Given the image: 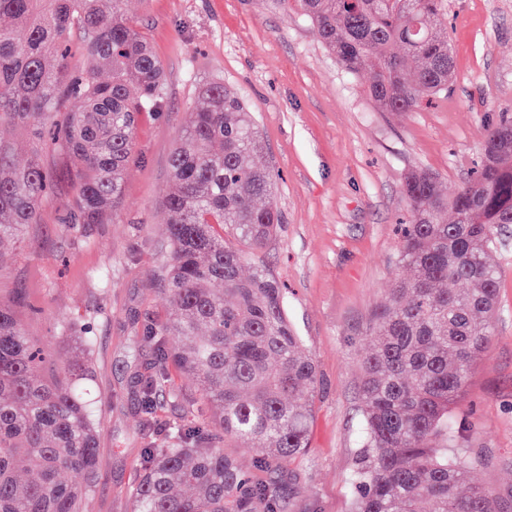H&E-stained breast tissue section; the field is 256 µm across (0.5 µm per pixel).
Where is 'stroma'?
<instances>
[{
  "instance_id": "1",
  "label": "stroma",
  "mask_w": 512,
  "mask_h": 512,
  "mask_svg": "<svg viewBox=\"0 0 512 512\" xmlns=\"http://www.w3.org/2000/svg\"><path fill=\"white\" fill-rule=\"evenodd\" d=\"M446 11L452 84L413 111L388 113L377 111L364 77L337 64L292 2L127 0L126 14L163 64L164 105L139 117L118 223L89 224L77 235L61 223L77 184L48 132L10 134L19 160L40 150L52 187L24 241L0 243V300L23 296L18 323L56 363L74 351L62 321L91 328L99 471L92 480L64 475L88 485V512L134 510L130 487L151 438L141 425L140 381L156 362L145 328L170 314L160 276L169 157L213 80L253 112L264 143L254 162L271 167L277 182L281 227L247 252L245 265L264 266L278 281L317 369L308 448L288 464L285 512H349L361 365L372 315L400 271L404 176L424 169L443 191L455 190L481 160L488 128L512 114V0H448ZM491 259L500 272L493 336L454 412L466 421L461 448L485 459L473 482L512 505V233L501 235ZM169 376L160 415L176 422L200 391L178 368Z\"/></svg>"
}]
</instances>
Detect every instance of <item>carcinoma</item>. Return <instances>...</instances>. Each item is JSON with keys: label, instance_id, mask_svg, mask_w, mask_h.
Wrapping results in <instances>:
<instances>
[{"label": "carcinoma", "instance_id": "obj_1", "mask_svg": "<svg viewBox=\"0 0 512 512\" xmlns=\"http://www.w3.org/2000/svg\"><path fill=\"white\" fill-rule=\"evenodd\" d=\"M325 48L352 76L369 70L379 112H411L448 89L454 56L448 27L431 23L444 0H296ZM122 0H0V131L51 126L52 141L75 170L78 196L65 228L112 224L133 159L137 117L157 111L164 68ZM95 62L67 68L74 39ZM202 106L169 158L168 259L172 318L147 328L161 355L143 383L149 426L169 382L167 362L192 375L200 402L184 421L142 449L132 485L134 512H276L280 475L304 454L317 371L301 350L276 280L256 266L242 274L244 250L277 232L276 179L253 163L262 147L254 118L236 91L206 84ZM52 175L39 151L24 163L0 136V241H21L40 220ZM410 214L400 250L403 274L371 319L363 359L360 449L349 475L352 512H501L496 490L463 491L483 464L458 451L465 425L453 411L472 362L487 347L498 270L490 254L512 223V122L487 133L479 169L451 195L435 174L404 178ZM80 328V352L63 373L45 370L43 350L0 301V512H82L99 464L101 418L93 392L94 340ZM218 425L199 439L203 406ZM264 450L248 470L224 452L226 438ZM25 462L29 478L16 474Z\"/></svg>", "mask_w": 512, "mask_h": 512}]
</instances>
